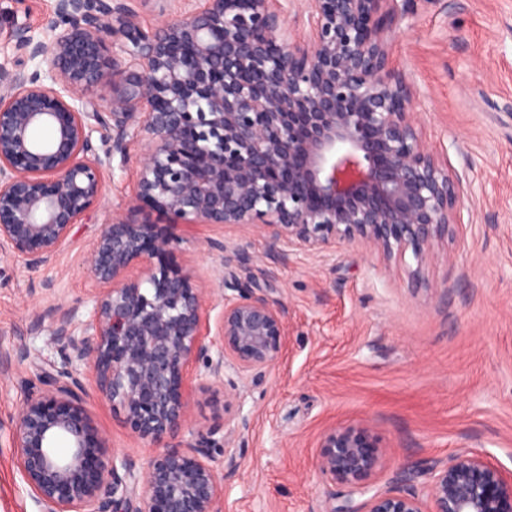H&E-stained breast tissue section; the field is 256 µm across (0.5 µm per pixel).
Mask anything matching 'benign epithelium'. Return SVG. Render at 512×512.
Here are the masks:
<instances>
[{
    "instance_id": "benign-epithelium-1",
    "label": "benign epithelium",
    "mask_w": 512,
    "mask_h": 512,
    "mask_svg": "<svg viewBox=\"0 0 512 512\" xmlns=\"http://www.w3.org/2000/svg\"><path fill=\"white\" fill-rule=\"evenodd\" d=\"M157 2L161 25L148 33L130 0H55L49 33L15 25L16 64L0 67L1 252L42 266L98 207L111 160L138 169L90 249V317L59 310L61 366L32 363L37 382L12 431L14 463L44 512H224L210 441H163L187 426L196 365L200 380L229 386L231 413L237 380L279 358L288 309L277 289L234 278L210 328L206 289L149 261L171 229H255L274 264L353 245L410 250L421 263L460 218L462 181L427 148L412 92L390 67L398 0H299L290 18L272 0H200L175 13L173 0ZM39 57L48 70L26 72ZM104 82L109 101L94 95ZM141 204L166 228L138 219ZM219 250L227 267L250 263L239 246ZM87 369L156 448L146 468L109 450L85 407ZM320 448L319 472L347 487L330 512H512V470L472 448L425 470L423 498L403 489L406 468L392 487L371 488L380 455L365 427L333 428Z\"/></svg>"
}]
</instances>
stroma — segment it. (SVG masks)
Masks as SVG:
<instances>
[{
	"label": "stroma",
	"mask_w": 512,
	"mask_h": 512,
	"mask_svg": "<svg viewBox=\"0 0 512 512\" xmlns=\"http://www.w3.org/2000/svg\"><path fill=\"white\" fill-rule=\"evenodd\" d=\"M53 0H0V65H12L16 24L45 37ZM391 65L410 82L428 146L447 157L465 188L460 224L434 244L425 263L412 254L386 260L349 246L324 258L291 256L274 266L288 306L287 336L275 366L240 381L233 415L243 427L230 451L238 469L224 478V512H330L345 487L317 469L322 434L368 427L389 487L396 469L419 476L469 446L512 469V0H412L396 25ZM137 180L135 165L113 161L93 219L32 270L0 252V355L26 345L51 361L57 307L79 320L93 308L92 243ZM243 247L251 274L270 267L261 233L197 224L174 232L154 264L189 272L207 289L210 320L237 268L219 244ZM29 362L0 375V512H43L12 459L10 433ZM190 430L224 440V389L188 378ZM86 407L109 448L145 465L153 449L88 386Z\"/></svg>",
	"instance_id": "1"
}]
</instances>
